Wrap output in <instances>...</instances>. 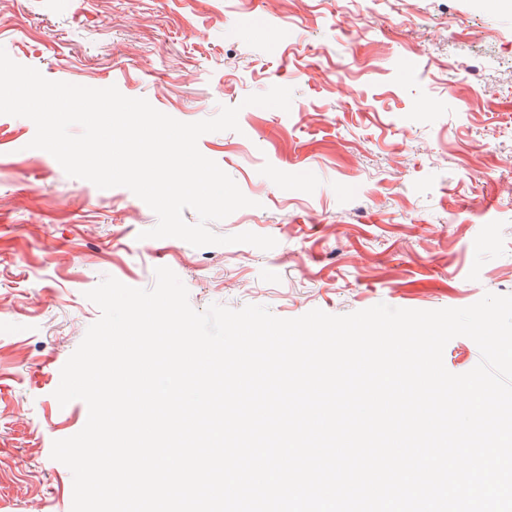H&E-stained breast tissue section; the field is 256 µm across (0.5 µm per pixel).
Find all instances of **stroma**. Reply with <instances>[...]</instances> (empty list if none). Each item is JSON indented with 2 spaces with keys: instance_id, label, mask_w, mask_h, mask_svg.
<instances>
[{
  "instance_id": "stroma-1",
  "label": "stroma",
  "mask_w": 512,
  "mask_h": 512,
  "mask_svg": "<svg viewBox=\"0 0 512 512\" xmlns=\"http://www.w3.org/2000/svg\"><path fill=\"white\" fill-rule=\"evenodd\" d=\"M0 46L183 122L240 106L239 131L198 148L252 204L210 228L277 241L140 239L145 202L68 176L31 120L0 115V512H71L51 451L88 407L54 392L104 277L150 288L166 266L195 310L280 318L512 294V14L490 0H0ZM275 85L289 111L243 106Z\"/></svg>"
}]
</instances>
